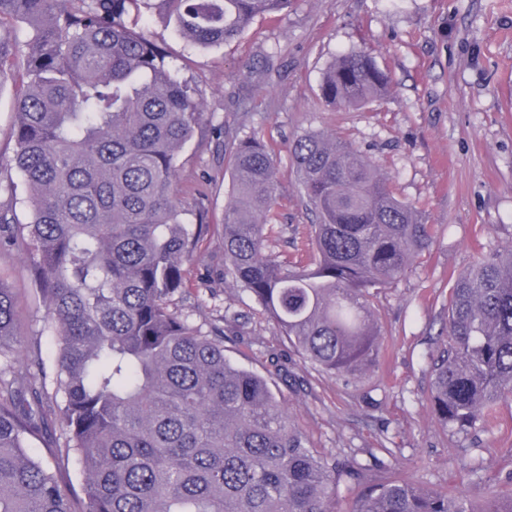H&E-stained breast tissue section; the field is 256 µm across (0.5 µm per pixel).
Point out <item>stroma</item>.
<instances>
[{
  "mask_svg": "<svg viewBox=\"0 0 512 512\" xmlns=\"http://www.w3.org/2000/svg\"><path fill=\"white\" fill-rule=\"evenodd\" d=\"M138 29L181 68L204 109L177 161L183 218L209 225L185 266L174 309L203 331L224 330V353L265 377L319 455L358 462L361 482L341 480L338 510L377 483L408 481L464 496L478 512L494 504L512 471V429L452 435L433 407L431 371L447 344L448 295L479 253L512 246V0H293L256 18L224 47L202 50L145 15ZM361 50L391 77L388 92L338 111L320 96L338 54ZM14 86L0 85V198L25 187L12 167ZM263 141L275 153L278 189L267 215L270 248L308 262L313 217L288 146L308 131L350 141L388 177L398 199L432 227L429 250L373 300L381 332L377 365L349 378L305 365L276 321L224 273L229 154L216 125ZM0 280L17 300V329L52 366L57 347L20 250L0 245ZM235 319L226 327L225 318ZM393 449L394 467L376 466ZM474 475H467L466 467Z\"/></svg>",
  "mask_w": 512,
  "mask_h": 512,
  "instance_id": "35a3bbf8",
  "label": "stroma"
}]
</instances>
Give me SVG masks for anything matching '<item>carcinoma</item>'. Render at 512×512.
Segmentation results:
<instances>
[{
  "mask_svg": "<svg viewBox=\"0 0 512 512\" xmlns=\"http://www.w3.org/2000/svg\"><path fill=\"white\" fill-rule=\"evenodd\" d=\"M291 0H0V85L15 86L14 166L31 219L0 201L5 244L21 242L57 354L51 383L11 376L22 337L0 282V512H75L64 475L83 467V512H336L342 477L363 470L317 456L268 381L233 365L224 336L170 308L193 258L175 187L177 159L202 112L170 57L129 23L156 14L202 49L239 38ZM27 29L20 41L11 35ZM369 55L326 68L325 103L359 107L388 90ZM232 199L224 262L313 368L353 376L379 359L375 291L403 278L432 225L393 195L351 145L308 132L289 147L315 215L313 257L290 267L267 250L274 153L222 128ZM438 419L456 435L512 421V248L456 276L448 348L432 369ZM56 402L54 466L30 456ZM352 512H474L461 497L391 482Z\"/></svg>",
  "mask_w": 512,
  "mask_h": 512,
  "instance_id": "carcinoma-1",
  "label": "carcinoma"
}]
</instances>
